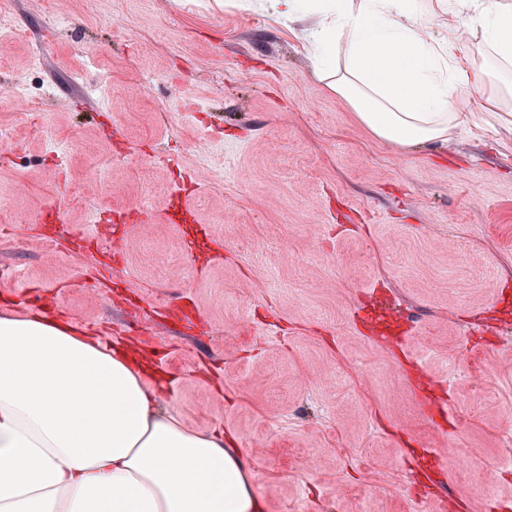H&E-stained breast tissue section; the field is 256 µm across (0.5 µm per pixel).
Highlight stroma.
<instances>
[{
    "label": "stroma",
    "mask_w": 512,
    "mask_h": 512,
    "mask_svg": "<svg viewBox=\"0 0 512 512\" xmlns=\"http://www.w3.org/2000/svg\"><path fill=\"white\" fill-rule=\"evenodd\" d=\"M259 2L14 0L0 314L132 344L162 410L236 436L266 512H425L457 451L446 512H512V130L377 139L313 76L314 16Z\"/></svg>",
    "instance_id": "1"
}]
</instances>
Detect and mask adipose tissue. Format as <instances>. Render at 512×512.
I'll list each match as a JSON object with an SVG mask.
<instances>
[{"label": "adipose tissue", "mask_w": 512, "mask_h": 512, "mask_svg": "<svg viewBox=\"0 0 512 512\" xmlns=\"http://www.w3.org/2000/svg\"><path fill=\"white\" fill-rule=\"evenodd\" d=\"M267 3L318 17L314 74L379 140L444 144L473 111L512 123V0ZM160 382L137 351L69 321L0 314V512H265L233 437L161 412Z\"/></svg>", "instance_id": "adipose-tissue-1"}]
</instances>
